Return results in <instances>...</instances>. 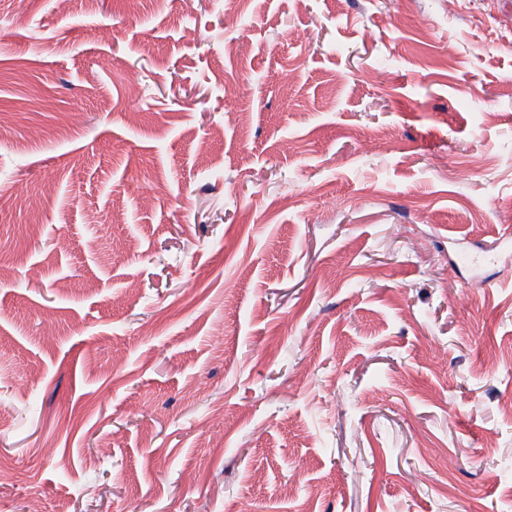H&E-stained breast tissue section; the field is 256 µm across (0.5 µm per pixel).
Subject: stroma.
Listing matches in <instances>:
<instances>
[{"mask_svg":"<svg viewBox=\"0 0 512 512\" xmlns=\"http://www.w3.org/2000/svg\"><path fill=\"white\" fill-rule=\"evenodd\" d=\"M246 495L512 512V0H0V512Z\"/></svg>","mask_w":512,"mask_h":512,"instance_id":"obj_1","label":"stroma"}]
</instances>
